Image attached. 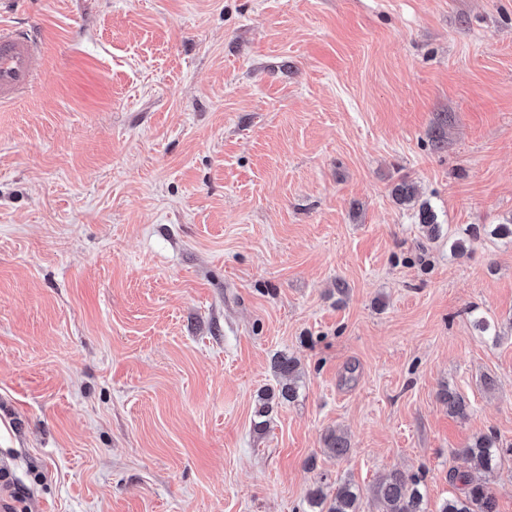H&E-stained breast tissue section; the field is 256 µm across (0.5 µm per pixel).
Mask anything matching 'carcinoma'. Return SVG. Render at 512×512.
<instances>
[{"label": "carcinoma", "mask_w": 512, "mask_h": 512, "mask_svg": "<svg viewBox=\"0 0 512 512\" xmlns=\"http://www.w3.org/2000/svg\"><path fill=\"white\" fill-rule=\"evenodd\" d=\"M448 403V413L465 415V400L448 390L443 394ZM324 443L331 453L342 456L348 444L345 437L337 432L329 433ZM463 455L469 461V470L456 475L462 486V493L446 499L439 512H497L496 500L487 482V476L497 469L501 461L512 456V446L505 448L494 432L476 438ZM424 474H406L399 470L387 473L371 491L373 501L382 505L380 512H429L424 493ZM310 509L319 512H366L363 507V493L352 482L347 481L336 488L332 496L318 487L308 495Z\"/></svg>", "instance_id": "carcinoma-1"}]
</instances>
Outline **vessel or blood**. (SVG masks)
Returning a JSON list of instances; mask_svg holds the SVG:
<instances>
[{"mask_svg": "<svg viewBox=\"0 0 512 512\" xmlns=\"http://www.w3.org/2000/svg\"><path fill=\"white\" fill-rule=\"evenodd\" d=\"M40 50L37 35L0 24V105L14 103L33 84Z\"/></svg>", "mask_w": 512, "mask_h": 512, "instance_id": "1", "label": "vessel or blood"}]
</instances>
